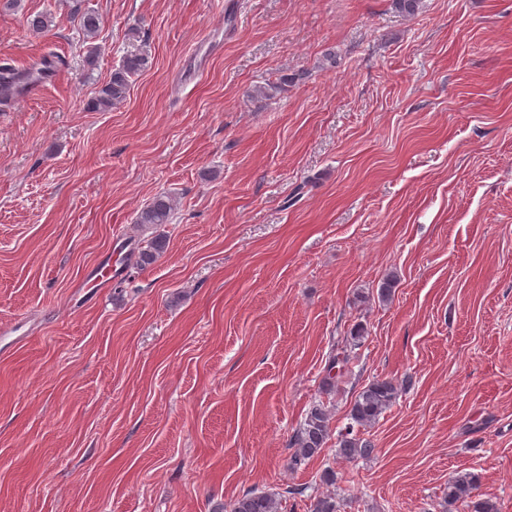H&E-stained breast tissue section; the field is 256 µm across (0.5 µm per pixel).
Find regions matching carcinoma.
<instances>
[{"label": "carcinoma", "instance_id": "cac0c4a2", "mask_svg": "<svg viewBox=\"0 0 512 512\" xmlns=\"http://www.w3.org/2000/svg\"><path fill=\"white\" fill-rule=\"evenodd\" d=\"M51 23V14L47 12L26 15L27 29L34 34L46 32ZM99 26L97 15L90 12L81 14L80 30L86 40L96 37ZM148 64L149 56L146 53L137 51L126 54L119 64L113 66L109 78L90 99L87 108L94 112H106L122 105L130 93L133 79ZM41 72L42 69L36 67L19 71L13 67L1 66L0 84L15 87ZM174 209L175 200L172 196L166 192L159 193L140 210L136 224L144 230H154L169 223ZM167 247L165 235L157 233L151 236L146 245L138 248L136 265L144 268L154 264ZM364 339V328L358 325L346 337L342 351L329 355L325 386H334L335 377L341 375L339 369L350 361V349L360 346ZM401 392L402 385L391 378L373 379L355 397L347 414L348 424L337 432L332 427V411L322 401L314 403L291 440L292 466L298 467L319 455L333 434L336 435V455L339 457L356 461L370 456L374 445L370 440L361 437V430L375 424ZM479 487L480 476L474 472H466L448 481L447 491L441 501L442 512H456L457 505L463 503L471 507V512H499L497 502L493 499L478 497ZM219 512H278V502L269 494L248 492L228 504L221 505ZM309 512H340V504L332 493L320 495L311 501Z\"/></svg>", "mask_w": 512, "mask_h": 512}]
</instances>
